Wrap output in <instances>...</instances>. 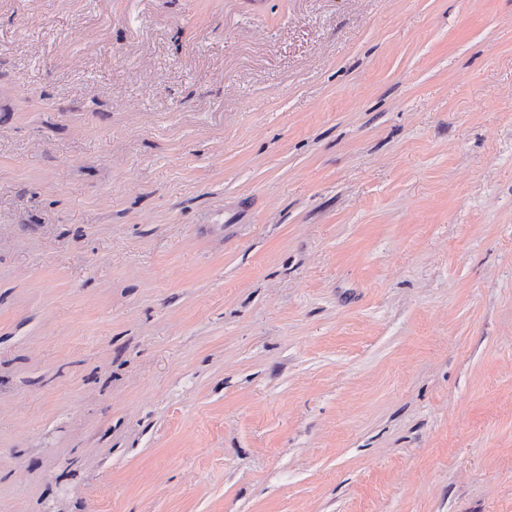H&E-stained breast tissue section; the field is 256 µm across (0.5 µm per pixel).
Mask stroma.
I'll use <instances>...</instances> for the list:
<instances>
[{"mask_svg": "<svg viewBox=\"0 0 512 512\" xmlns=\"http://www.w3.org/2000/svg\"><path fill=\"white\" fill-rule=\"evenodd\" d=\"M0 512H512V0H0Z\"/></svg>", "mask_w": 512, "mask_h": 512, "instance_id": "obj_1", "label": "stroma"}]
</instances>
